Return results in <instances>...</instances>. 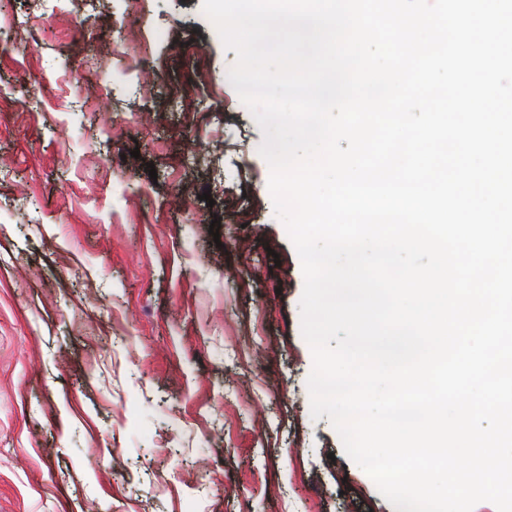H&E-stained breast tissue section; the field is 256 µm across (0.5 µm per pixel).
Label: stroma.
<instances>
[{"label": "stroma", "mask_w": 512, "mask_h": 512, "mask_svg": "<svg viewBox=\"0 0 512 512\" xmlns=\"http://www.w3.org/2000/svg\"><path fill=\"white\" fill-rule=\"evenodd\" d=\"M235 63L202 0H0V512H395Z\"/></svg>", "instance_id": "1"}]
</instances>
